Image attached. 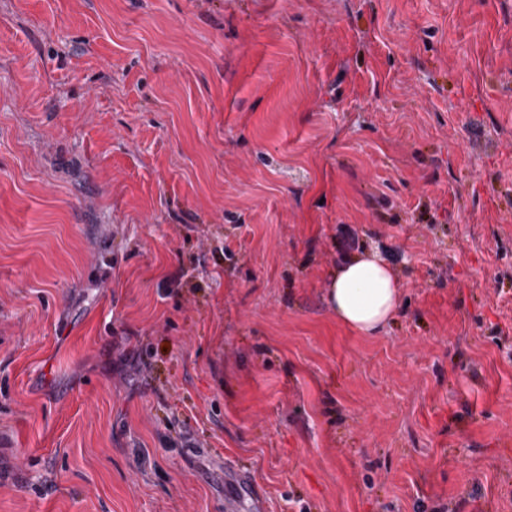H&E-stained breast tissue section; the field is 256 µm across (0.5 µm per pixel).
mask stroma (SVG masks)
<instances>
[{"label":"stroma","mask_w":512,"mask_h":512,"mask_svg":"<svg viewBox=\"0 0 512 512\" xmlns=\"http://www.w3.org/2000/svg\"><path fill=\"white\" fill-rule=\"evenodd\" d=\"M0 512H512V0H0ZM401 284L378 251L365 250L336 269L327 303L336 318L362 336H377L397 311Z\"/></svg>","instance_id":"obj_1"}]
</instances>
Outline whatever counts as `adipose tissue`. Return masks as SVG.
Wrapping results in <instances>:
<instances>
[{
  "mask_svg": "<svg viewBox=\"0 0 512 512\" xmlns=\"http://www.w3.org/2000/svg\"><path fill=\"white\" fill-rule=\"evenodd\" d=\"M400 302L396 272L386 257L373 250L355 254L338 267L327 294L337 319L368 337L381 332Z\"/></svg>",
  "mask_w": 512,
  "mask_h": 512,
  "instance_id": "obj_1",
  "label": "adipose tissue"
}]
</instances>
